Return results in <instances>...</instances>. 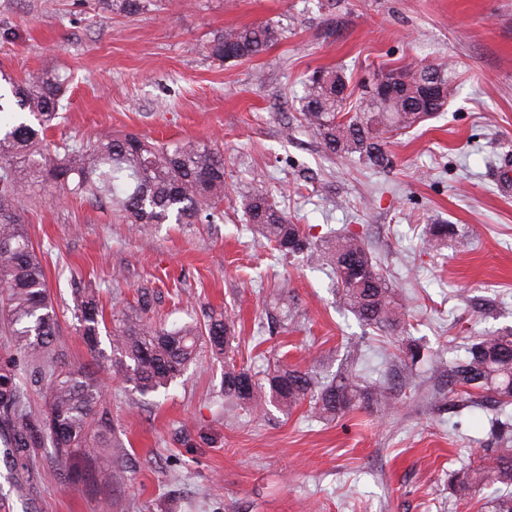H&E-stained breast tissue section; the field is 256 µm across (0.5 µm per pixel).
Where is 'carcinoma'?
Wrapping results in <instances>:
<instances>
[{
    "label": "carcinoma",
    "instance_id": "carcinoma-1",
    "mask_svg": "<svg viewBox=\"0 0 512 512\" xmlns=\"http://www.w3.org/2000/svg\"><path fill=\"white\" fill-rule=\"evenodd\" d=\"M150 0H101L104 10L132 17ZM269 24L230 27L213 35L212 58L245 61L277 40ZM443 73L448 63L409 62L375 77L397 75L395 96L381 102L366 90L354 93L339 71L318 68L309 76L301 120L320 138L324 152L386 171L394 166L387 149L390 135L407 130L444 111L446 99L427 102L417 96V79ZM0 113L20 110L36 124L16 120L0 127V332L10 337L16 358L0 361V460L13 487L23 492L52 464L68 483L85 484L97 465L118 460L121 444L112 436L111 412L98 370L62 362L57 341L58 316L48 292L44 266L21 214L28 182L16 178L22 164L41 182L66 195L109 203L133 230L146 224H197L215 217L226 197L224 157L216 149L187 141L170 149L136 135L73 140L53 151L44 131L63 109L65 78L44 73L28 80L0 70ZM246 221L272 249L284 256H313L314 247L301 225L272 198L264 184L251 187L243 200ZM456 235L452 224H432L426 249L438 251ZM331 270L340 302L365 325L392 334L402 328L406 305L390 288L363 239L339 234L329 246ZM78 332L87 349L98 346L103 309L99 292L85 286L73 292ZM154 293L137 291L132 311L112 313V369L143 396L180 378L195 359L200 343L219 354L230 348V321L222 313L202 323L168 328L155 319ZM448 396L498 412L512 404V331L479 338L448 365ZM40 407L32 404L34 398ZM224 399L282 411L309 401L321 417L339 419L362 405L385 413L394 405L391 385L347 373L324 383L308 371L278 366L266 382L253 380L234 359L224 370ZM494 455L454 474L463 495L487 491L481 512H512V426L500 431Z\"/></svg>",
    "mask_w": 512,
    "mask_h": 512
}]
</instances>
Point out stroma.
Here are the masks:
<instances>
[{
	"label": "stroma",
	"mask_w": 512,
	"mask_h": 512,
	"mask_svg": "<svg viewBox=\"0 0 512 512\" xmlns=\"http://www.w3.org/2000/svg\"><path fill=\"white\" fill-rule=\"evenodd\" d=\"M253 23L279 32L265 53L210 57L216 31ZM448 60L456 76L445 111L390 138V171L326 154L298 121L315 69L356 85L386 66ZM0 68L67 76V108L47 133L55 145L134 132L224 155L230 188L212 223L132 235L108 205L29 188L23 216L70 363H112L111 325L90 356L71 311L73 288L91 280L107 314L148 286L167 327L228 315L234 358L256 379L276 364L335 375L357 345L366 373L396 366L402 388L387 416L323 420L305 403L230 411L224 358L203 346L168 390L143 396L108 378L129 469L108 465L104 485L73 487L48 468L22 498L0 464V512H479L453 476L483 456L488 416L438 405L431 362L512 329V193L498 169L512 153V0H152L134 17L98 0H0ZM258 182L316 244L334 229L365 238L390 287L410 300L401 332L347 311L326 254L312 264L277 257L246 228L242 198ZM442 223L457 235L425 252L428 225ZM411 342L430 363L400 365Z\"/></svg>",
	"instance_id": "1"
}]
</instances>
